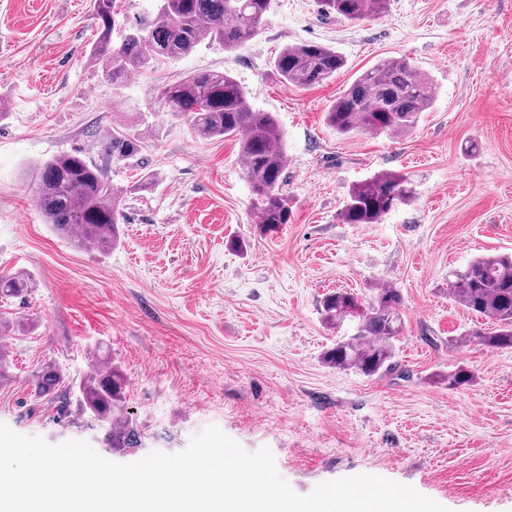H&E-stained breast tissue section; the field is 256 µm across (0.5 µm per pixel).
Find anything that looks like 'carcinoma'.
<instances>
[{
	"mask_svg": "<svg viewBox=\"0 0 512 512\" xmlns=\"http://www.w3.org/2000/svg\"><path fill=\"white\" fill-rule=\"evenodd\" d=\"M155 13L140 16L117 28L115 0H94L97 38L88 60L115 86L136 70L176 60L202 44H218L234 52L258 33L268 0H157ZM389 0H318L321 13L349 22L382 16ZM274 67L286 82L310 88L344 67L335 49L302 42L286 46ZM433 81L402 58L384 59L364 71L336 99L326 120L336 133L402 134L433 104ZM155 99L186 117L203 138L229 137L239 141V159L254 197L255 223L267 228L288 224L292 210L282 192L284 134L270 112L254 111L238 81L225 71H197L156 89ZM143 149L135 135H112V157L129 160ZM33 196L46 223L69 236L76 246L89 243L105 251L119 238L124 219L120 200L102 168L81 155L63 154L41 164L34 173ZM411 180L395 171L379 172L354 184L341 217L346 224H375L400 204L413 200ZM453 277L448 294L465 309L492 320L493 327L466 335L493 350L512 349V255L477 257ZM30 276H0V298L32 291ZM401 294L393 286L374 289L373 296L336 291L322 301L326 323L354 324V333L336 342L325 361L367 377L388 372L393 362V339L402 332ZM88 370L67 380L58 366L48 364L32 373L35 395L41 397L67 382L77 389L78 410L112 428V447L123 448L136 439L125 412V381L118 368L95 348L88 354Z\"/></svg>",
	"mask_w": 512,
	"mask_h": 512,
	"instance_id": "1",
	"label": "carcinoma"
}]
</instances>
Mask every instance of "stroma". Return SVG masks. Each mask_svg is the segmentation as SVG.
Masks as SVG:
<instances>
[{
    "label": "stroma",
    "mask_w": 512,
    "mask_h": 512,
    "mask_svg": "<svg viewBox=\"0 0 512 512\" xmlns=\"http://www.w3.org/2000/svg\"><path fill=\"white\" fill-rule=\"evenodd\" d=\"M95 38L93 0H0V274L34 281L30 296L0 300L17 324L0 423L121 463L180 452L215 425L246 451L269 448L301 495L370 474L450 512H512V350L461 343L491 322L448 296L449 269L512 253V0H389L359 22L270 0L241 49L204 45L118 88L88 61ZM301 41L335 49L343 69L308 89L284 82L274 59ZM400 57L437 87L415 126L330 128L350 83ZM202 70L230 72L282 128L290 223L256 224L235 138L199 137L155 101L156 86ZM117 131L142 140L138 159H113ZM64 152L100 166L121 202L108 252L73 247L33 205V168ZM381 171L410 176L414 200L343 223L349 189ZM387 284L402 295L397 371L330 367L325 352L350 330L325 323L324 296ZM98 346L125 375L135 447H113L75 401L34 392L36 368L79 378ZM459 366L471 384L449 385Z\"/></svg>",
    "instance_id": "stroma-1"
}]
</instances>
